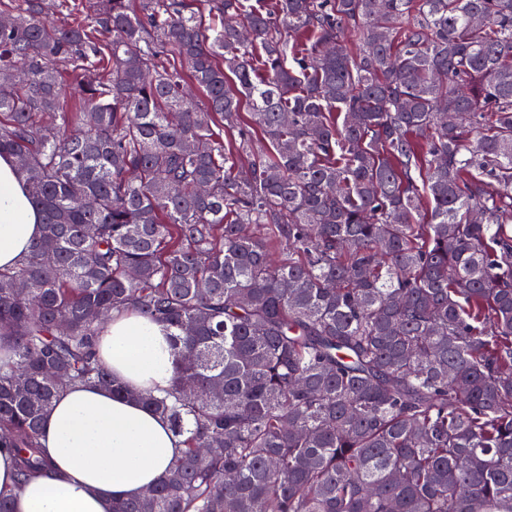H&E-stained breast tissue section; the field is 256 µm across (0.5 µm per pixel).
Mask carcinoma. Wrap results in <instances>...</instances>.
Instances as JSON below:
<instances>
[{"label": "carcinoma", "instance_id": "obj_1", "mask_svg": "<svg viewBox=\"0 0 512 512\" xmlns=\"http://www.w3.org/2000/svg\"><path fill=\"white\" fill-rule=\"evenodd\" d=\"M15 2L0 155L43 232L0 269V512L83 384L183 445L110 512H512V0ZM128 310L170 331L161 396L97 356ZM62 0H44L45 3V12L48 19L55 22H62L66 20L69 13L70 8H78V12L80 15H87V12L90 14L92 12L93 1L95 0H68L69 4H65L63 7L59 3ZM74 1H76V6H74ZM67 6L68 8H66ZM91 6V7H90Z\"/></svg>", "mask_w": 512, "mask_h": 512}]
</instances>
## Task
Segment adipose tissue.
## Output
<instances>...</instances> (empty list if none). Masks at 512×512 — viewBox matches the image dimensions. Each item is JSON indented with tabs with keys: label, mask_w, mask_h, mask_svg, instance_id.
I'll list each match as a JSON object with an SVG mask.
<instances>
[{
	"label": "adipose tissue",
	"mask_w": 512,
	"mask_h": 512,
	"mask_svg": "<svg viewBox=\"0 0 512 512\" xmlns=\"http://www.w3.org/2000/svg\"><path fill=\"white\" fill-rule=\"evenodd\" d=\"M0 156V268L14 267L42 231L41 213ZM99 358L134 391L156 394L174 379V350L165 327L137 313L113 315L98 336ZM50 472L27 482L14 512H109L161 482L180 449L167 421L142 403L96 385L62 392L42 424Z\"/></svg>",
	"instance_id": "ef3b65f1"
}]
</instances>
